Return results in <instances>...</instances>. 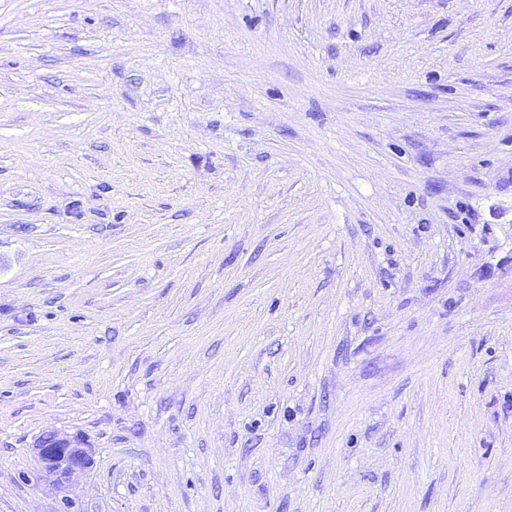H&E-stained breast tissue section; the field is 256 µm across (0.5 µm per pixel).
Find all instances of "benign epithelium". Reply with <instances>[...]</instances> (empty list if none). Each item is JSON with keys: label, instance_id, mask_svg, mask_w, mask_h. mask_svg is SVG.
Masks as SVG:
<instances>
[{"label": "benign epithelium", "instance_id": "benign-epithelium-1", "mask_svg": "<svg viewBox=\"0 0 512 512\" xmlns=\"http://www.w3.org/2000/svg\"><path fill=\"white\" fill-rule=\"evenodd\" d=\"M33 454L37 461L36 477L49 480L62 490L93 464L92 449L78 438H62L56 431L40 436Z\"/></svg>", "mask_w": 512, "mask_h": 512}]
</instances>
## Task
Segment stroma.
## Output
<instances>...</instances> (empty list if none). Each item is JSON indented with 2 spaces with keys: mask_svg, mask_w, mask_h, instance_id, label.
Listing matches in <instances>:
<instances>
[{
  "mask_svg": "<svg viewBox=\"0 0 512 512\" xmlns=\"http://www.w3.org/2000/svg\"><path fill=\"white\" fill-rule=\"evenodd\" d=\"M512 512V0H0V512ZM36 478L48 479L65 490L70 481L92 467V449L78 438H61L58 431L42 435L34 444Z\"/></svg>",
  "mask_w": 512,
  "mask_h": 512,
  "instance_id": "1",
  "label": "stroma"
}]
</instances>
